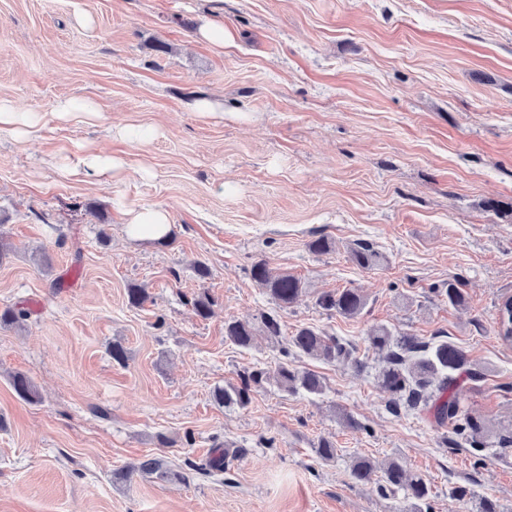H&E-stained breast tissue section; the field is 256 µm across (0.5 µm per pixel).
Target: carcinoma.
Listing matches in <instances>:
<instances>
[{
	"label": "carcinoma",
	"instance_id": "1",
	"mask_svg": "<svg viewBox=\"0 0 512 512\" xmlns=\"http://www.w3.org/2000/svg\"><path fill=\"white\" fill-rule=\"evenodd\" d=\"M351 260L359 267L372 270L381 265L383 256L368 243H360L351 250ZM250 276L255 284L264 289L277 304L285 310L292 305L303 291L302 281L287 273H273L266 260L260 259L251 264ZM448 300V304L459 307L465 303L461 282L453 279L436 289ZM316 305L329 314L355 319L364 313L366 299L355 288H344L325 292L317 297ZM224 333L241 348L252 345L255 336L268 337L281 335V322L275 312H262L257 323L230 320L224 323ZM370 346L384 354L386 366L380 373L381 386L392 396L391 405L405 402L408 406H419L433 415L439 424L453 426L454 433L470 444H483L485 424L481 417L473 414L461 404L455 393L459 380L466 376L474 379L479 372L471 368L465 351L450 341L421 343L414 336L395 334L385 326L370 330ZM294 348L312 358L327 363H335L350 358L347 345L334 336L312 327H301L281 348L282 358L275 371L246 369L241 374V384L228 388L215 389V400L226 406L243 408L251 401L252 387L273 377L280 390L297 393L319 394L323 391V378L314 371L300 370L288 360V348ZM13 387L18 396L26 401L36 399L32 382L22 374L13 377ZM376 489L383 494L402 492L403 499L410 508H398L397 512H430V488L420 475H410L395 461L376 468L373 461L364 456L352 460L350 476L358 484L371 480L375 472Z\"/></svg>",
	"mask_w": 512,
	"mask_h": 512
}]
</instances>
